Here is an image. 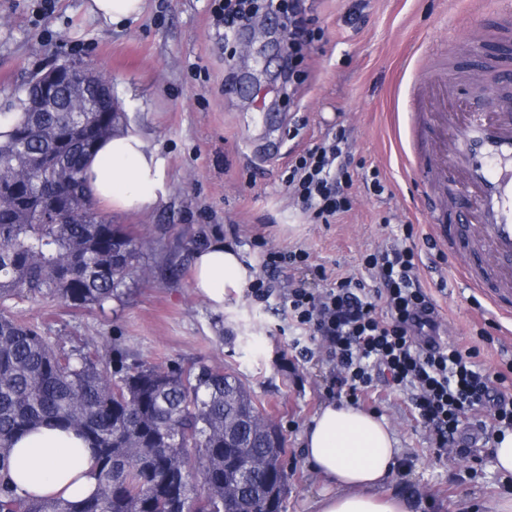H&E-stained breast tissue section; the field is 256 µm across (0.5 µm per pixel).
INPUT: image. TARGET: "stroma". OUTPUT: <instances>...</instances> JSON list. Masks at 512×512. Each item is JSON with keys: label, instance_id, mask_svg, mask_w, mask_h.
I'll return each instance as SVG.
<instances>
[{"label": "stroma", "instance_id": "obj_1", "mask_svg": "<svg viewBox=\"0 0 512 512\" xmlns=\"http://www.w3.org/2000/svg\"><path fill=\"white\" fill-rule=\"evenodd\" d=\"M220 0H146L138 20L116 28L87 15L85 0H0V112L36 72L86 65L110 80L121 126H135L157 146L167 194L140 215L106 214L144 241L130 291L115 311L24 302L17 319L38 323L67 346H105L118 338L142 360H200L233 369L287 446L285 512H316L326 492L303 453L306 424L334 397L336 367L319 341L296 330L283 295L296 272L284 270L268 299L228 292L212 309L193 290L196 248L219 239L258 273L264 247L307 250L328 275L376 282L364 255L411 236L420 272L440 314L444 342L476 347L491 373L512 354V318L496 313L463 278L464 254L429 248L434 191L411 152L410 92L422 66L449 56L448 106L471 101L512 113V34L502 33V0H315L322 38L306 50L310 78L294 100L270 95L281 79L268 59L278 48L273 21L245 34L249 48L225 42ZM489 31L478 52L475 30ZM350 130L355 179L351 212L332 223L292 204L284 174L291 152L323 139L336 121ZM379 171L389 191L374 196L363 176ZM311 346L313 359L300 356ZM357 407L383 417L397 439L398 465L380 492L409 512H488L512 477L495 467L492 447L436 450L411 396L377 385Z\"/></svg>", "mask_w": 512, "mask_h": 512}]
</instances>
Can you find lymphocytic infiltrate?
Instances as JSON below:
<instances>
[{"mask_svg":"<svg viewBox=\"0 0 512 512\" xmlns=\"http://www.w3.org/2000/svg\"><path fill=\"white\" fill-rule=\"evenodd\" d=\"M279 10L288 30L283 78L294 90L308 77L301 68L302 50L320 38L321 28L305 0H281ZM352 164L349 132L341 124L322 144L294 154L287 183L296 205L327 223L348 213L353 206ZM309 259L303 249L266 250L247 290L266 297L283 268L299 271L285 305L299 329L326 345L336 365L328 381L331 393L353 394L379 378L392 389L412 388V407L436 446L463 454L512 429V392L505 386V373L486 374L474 349L419 344V337L435 334L438 311L422 283L414 247L393 245L366 254V268L377 273L372 288L349 276L331 288L311 287Z\"/></svg>","mask_w":512,"mask_h":512,"instance_id":"f902f5d3","label":"lymphocytic infiltrate"}]
</instances>
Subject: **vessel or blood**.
<instances>
[{"mask_svg":"<svg viewBox=\"0 0 512 512\" xmlns=\"http://www.w3.org/2000/svg\"><path fill=\"white\" fill-rule=\"evenodd\" d=\"M454 133V154L440 153L433 175L448 194L456 224L435 226L449 250L463 248L464 274L503 315H512V114L432 112L424 127ZM424 127L415 128L421 137Z\"/></svg>","mask_w":512,"mask_h":512,"instance_id":"b4317fda","label":"vessel or blood"}]
</instances>
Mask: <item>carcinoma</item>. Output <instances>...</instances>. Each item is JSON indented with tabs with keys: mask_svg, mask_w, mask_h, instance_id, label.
Segmentation results:
<instances>
[{
	"mask_svg": "<svg viewBox=\"0 0 512 512\" xmlns=\"http://www.w3.org/2000/svg\"><path fill=\"white\" fill-rule=\"evenodd\" d=\"M41 92L14 91L20 113L0 112V167L24 151L35 179L0 177V512H283L289 476L285 438L255 424L250 388L228 369L199 361L152 364L121 339L105 352L67 351L39 326L16 320L20 302L58 300L74 309L122 301L142 244L120 224L97 221L83 173L62 171L92 155L67 112H28ZM58 130L47 140L41 131ZM126 239L112 268V237ZM49 423L93 448L96 490L70 503L34 498L9 476L12 440ZM264 467L244 480L241 466Z\"/></svg>",
	"mask_w": 512,
	"mask_h": 512,
	"instance_id": "1",
	"label": "carcinoma"
}]
</instances>
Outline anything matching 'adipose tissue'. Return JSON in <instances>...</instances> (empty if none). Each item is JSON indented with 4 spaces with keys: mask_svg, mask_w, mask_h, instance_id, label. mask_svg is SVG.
Here are the masks:
<instances>
[{
    "mask_svg": "<svg viewBox=\"0 0 512 512\" xmlns=\"http://www.w3.org/2000/svg\"><path fill=\"white\" fill-rule=\"evenodd\" d=\"M95 204L106 212L141 213L166 194L164 163L156 147L137 130L124 127L102 140L84 169ZM248 270L222 241L194 252L192 286L217 309L227 290H238ZM309 464L331 484L318 512H407L404 501L378 492L397 460L396 440L387 423L364 409L325 405L304 431ZM96 458L75 432L42 425L17 438L10 451V474L38 497L78 501L96 486Z\"/></svg>",
    "mask_w": 512,
    "mask_h": 512,
    "instance_id": "obj_1",
    "label": "adipose tissue"
}]
</instances>
